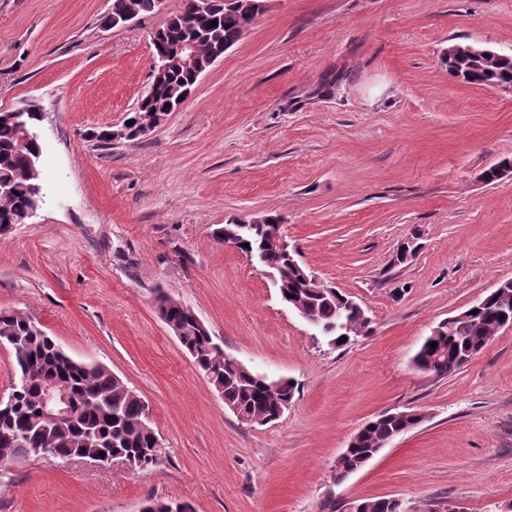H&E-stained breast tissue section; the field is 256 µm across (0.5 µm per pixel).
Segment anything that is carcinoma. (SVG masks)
Instances as JSON below:
<instances>
[{
  "instance_id": "obj_1",
  "label": "carcinoma",
  "mask_w": 512,
  "mask_h": 512,
  "mask_svg": "<svg viewBox=\"0 0 512 512\" xmlns=\"http://www.w3.org/2000/svg\"><path fill=\"white\" fill-rule=\"evenodd\" d=\"M182 0L180 10L168 16L160 30V45L154 53L181 43L195 48L196 60L223 56L241 38L247 25L265 13L268 0ZM161 0H112V7L102 20L110 29L115 18L125 12L141 14L158 11ZM217 25L210 26V21ZM477 79L485 84L512 83V65L490 64ZM196 84L193 67L173 64L149 86L138 103L139 112H165L177 107L181 93ZM40 139L25 140L20 124L12 116L0 112V236L25 221L26 209L39 203L35 195L30 160L41 157ZM239 248L263 255L266 267L277 276L281 298L297 305L322 328L326 337L338 343L341 337L351 340L364 327L360 311L349 298L337 291L325 292L322 285L308 284L290 265L285 249L275 245L267 231L249 227L241 234ZM156 307L169 328L181 331L177 340L193 358L208 382L224 393V405L233 407L246 419L263 425L278 420L286 404L292 402L296 386L293 381L270 380L264 375L235 366L234 359L209 334L195 330V313L189 307L171 301L159 292ZM512 322V286L499 290L467 312L459 327L448 333L447 327L437 336L425 339L414 356L416 367L437 378H444L464 366L466 359L482 351L504 323ZM436 343L431 348L430 343ZM6 345L13 357L16 379L11 405L0 406V466L18 460H34L41 449L50 448L60 457L84 458L100 455L125 460L139 470L158 466L165 457L164 448L156 442L146 423L138 395L112 370L98 362L75 359L38 321L21 313L0 312V344ZM53 380L59 388L70 392L80 406L74 419L54 425L53 435L45 433L40 402L45 381ZM415 426V419L393 409L365 425L343 452V480L350 469L358 466L388 437H396ZM356 512H394L385 497L355 500Z\"/></svg>"
}]
</instances>
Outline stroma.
<instances>
[{"label": "stroma", "mask_w": 512, "mask_h": 512, "mask_svg": "<svg viewBox=\"0 0 512 512\" xmlns=\"http://www.w3.org/2000/svg\"><path fill=\"white\" fill-rule=\"evenodd\" d=\"M112 0H0V112L44 114L43 202L0 237V311L37 320L147 401L161 464L35 459L0 468V512H320L329 495L434 512H512V327L445 378L413 357L433 328L512 281V95L453 78L442 53H512V0H269L151 136L102 146L149 87L151 34ZM342 74L331 94L322 78ZM280 215L298 262L371 318L329 344L257 262L216 241ZM417 251L393 256L406 238ZM190 307L226 356L297 386L277 421L237 420L155 305ZM423 421L341 483L350 438L390 409Z\"/></svg>", "instance_id": "35a3bbf8"}]
</instances>
